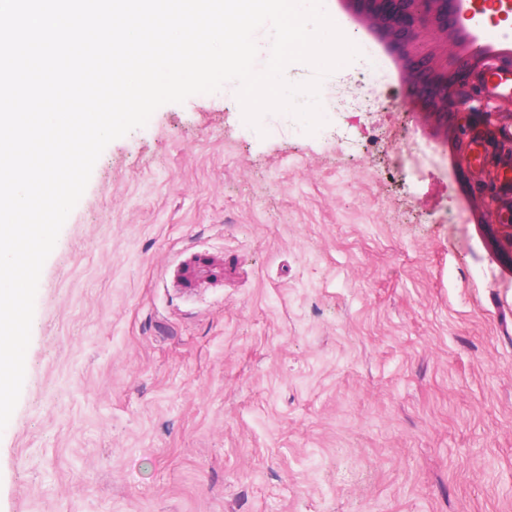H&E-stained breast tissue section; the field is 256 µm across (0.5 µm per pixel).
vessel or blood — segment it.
Returning <instances> with one entry per match:
<instances>
[{
    "label": "vessel or blood",
    "instance_id": "1",
    "mask_svg": "<svg viewBox=\"0 0 512 512\" xmlns=\"http://www.w3.org/2000/svg\"><path fill=\"white\" fill-rule=\"evenodd\" d=\"M463 40L473 52L483 54L482 72L488 99L512 95V78L495 69L497 62L512 57V38L489 34L480 26L465 27Z\"/></svg>",
    "mask_w": 512,
    "mask_h": 512
}]
</instances>
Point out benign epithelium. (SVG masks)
<instances>
[{"instance_id": "benign-epithelium-1", "label": "benign epithelium", "mask_w": 512, "mask_h": 512, "mask_svg": "<svg viewBox=\"0 0 512 512\" xmlns=\"http://www.w3.org/2000/svg\"><path fill=\"white\" fill-rule=\"evenodd\" d=\"M370 5L376 22L389 25L394 38L405 43L430 26L435 31H452L458 27L453 16V0H362ZM418 67L424 77L423 87L428 95L442 106L463 109V132L470 135L472 150L467 157L471 166L481 169L492 166V174L480 188L481 198L498 224L509 228L508 242L512 248V200L501 203L500 194L512 193V135L505 136L492 125L493 112H476L468 107L470 90L474 87L481 58L463 61L456 73L440 70L429 59Z\"/></svg>"}]
</instances>
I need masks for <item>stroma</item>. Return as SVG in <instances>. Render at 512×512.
Here are the masks:
<instances>
[{"label": "stroma", "mask_w": 512, "mask_h": 512, "mask_svg": "<svg viewBox=\"0 0 512 512\" xmlns=\"http://www.w3.org/2000/svg\"><path fill=\"white\" fill-rule=\"evenodd\" d=\"M324 125L237 83L112 141L42 268L0 512H512V247L359 0ZM349 101L346 110L337 101Z\"/></svg>", "instance_id": "obj_1"}]
</instances>
